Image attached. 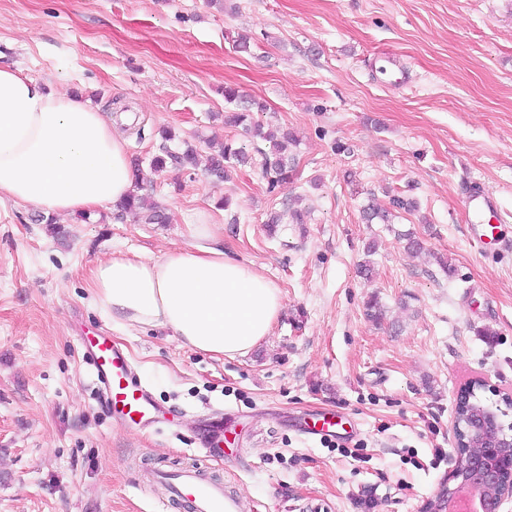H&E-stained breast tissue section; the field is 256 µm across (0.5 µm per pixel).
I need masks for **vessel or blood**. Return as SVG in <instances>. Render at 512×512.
Listing matches in <instances>:
<instances>
[{
    "label": "vessel or blood",
    "instance_id": "vessel-or-blood-1",
    "mask_svg": "<svg viewBox=\"0 0 512 512\" xmlns=\"http://www.w3.org/2000/svg\"><path fill=\"white\" fill-rule=\"evenodd\" d=\"M464 205L477 223L485 227L487 238H494L495 225L486 223L487 213L493 204L485 193L471 191L464 198ZM92 349L93 375L99 389L110 397L113 413L137 427L160 423L161 414L149 391L138 380L126 354L113 347L109 337L90 336L86 339ZM305 435H334L346 437L347 431L336 413L324 412L313 417L303 428ZM159 482L168 486L172 496L182 500L188 512H240V500L225 493L222 484L203 479L197 471L184 470L176 474L166 471L157 475Z\"/></svg>",
    "mask_w": 512,
    "mask_h": 512
}]
</instances>
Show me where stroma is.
I'll use <instances>...</instances> for the list:
<instances>
[{"label":"stroma","mask_w":512,"mask_h":512,"mask_svg":"<svg viewBox=\"0 0 512 512\" xmlns=\"http://www.w3.org/2000/svg\"><path fill=\"white\" fill-rule=\"evenodd\" d=\"M389 54L407 84L377 82ZM0 61L121 120L137 190L167 217L99 210L54 227L0 204V512H186L152 478L182 467L219 476L244 512H422L456 464L459 388L482 377L487 402L512 392V0H0ZM228 86L264 104L254 122L299 138L275 192L256 165L225 183L148 167L168 128L202 161L212 140L255 149L224 122ZM474 188L502 217L489 244L462 205ZM372 194L417 208L366 224ZM292 203L303 223L269 230ZM204 219L282 294L243 358L117 327L89 302L99 260L160 257ZM101 328L173 423L112 416L78 343ZM323 411L352 429L345 446L299 432ZM206 434L220 454L197 447Z\"/></svg>","instance_id":"stroma-1"}]
</instances>
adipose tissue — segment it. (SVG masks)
I'll return each instance as SVG.
<instances>
[{
  "instance_id": "obj_1",
  "label": "adipose tissue",
  "mask_w": 512,
  "mask_h": 512,
  "mask_svg": "<svg viewBox=\"0 0 512 512\" xmlns=\"http://www.w3.org/2000/svg\"><path fill=\"white\" fill-rule=\"evenodd\" d=\"M135 192L127 138L110 113L0 63V201L65 220ZM88 290L120 325L170 332L214 358L246 355L283 308L279 288L225 255L207 223L193 244L162 257L101 261Z\"/></svg>"
}]
</instances>
